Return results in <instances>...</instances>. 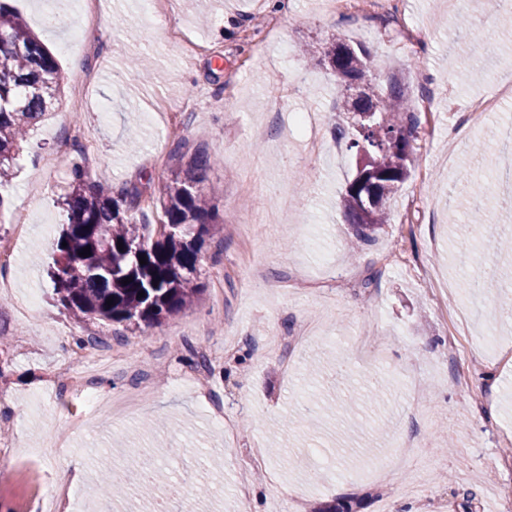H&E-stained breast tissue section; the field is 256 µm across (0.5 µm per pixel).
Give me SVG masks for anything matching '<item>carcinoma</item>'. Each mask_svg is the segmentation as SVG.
<instances>
[{"label":"carcinoma","mask_w":512,"mask_h":512,"mask_svg":"<svg viewBox=\"0 0 512 512\" xmlns=\"http://www.w3.org/2000/svg\"><path fill=\"white\" fill-rule=\"evenodd\" d=\"M308 52L327 63L340 83L359 87L357 97L337 103L333 120L340 138L357 130L347 145L356 151V172L342 193L340 208L360 246L388 223L390 201L409 177L415 106L400 80L380 88L363 45L336 37ZM61 83L55 57L19 15L0 5V184L9 180L20 143L29 127L45 116ZM364 114L371 119L358 130ZM173 156L176 162L168 177L157 182L146 173L143 180L114 192L88 182L83 152L77 150L63 194L68 222L57 241L59 258L52 271L65 315L151 328L203 291L201 251L223 224L203 187L206 171L218 158L203 149L188 156L179 145ZM145 197L158 211L157 228L147 223L141 206ZM87 246L90 256L79 255ZM126 278L132 282L124 285ZM108 299L113 305L106 304ZM383 387L380 377L364 378L353 386L350 398Z\"/></svg>","instance_id":"carcinoma-1"}]
</instances>
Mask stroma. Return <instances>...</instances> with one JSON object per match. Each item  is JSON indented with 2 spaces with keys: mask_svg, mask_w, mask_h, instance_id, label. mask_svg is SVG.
Masks as SVG:
<instances>
[{
  "mask_svg": "<svg viewBox=\"0 0 512 512\" xmlns=\"http://www.w3.org/2000/svg\"><path fill=\"white\" fill-rule=\"evenodd\" d=\"M9 6L64 83L0 187V239L15 244L0 266V472L12 475L0 481V512H41L43 485L76 459L86 480L59 499L88 512L100 470L126 479L128 448L150 450L169 512H464L468 490L471 512H494L495 490L512 487V321L494 315L507 287L496 272L512 265L496 252L512 237V195L491 188V221L465 269L470 215L458 192L497 170L500 129L512 121L499 81L512 73V10L502 0L462 6L495 35L481 63L448 22L457 0H405L419 35L411 51L382 11L336 14L329 0H170L166 24L152 28L142 0H68L66 29L38 22L39 0ZM85 27L99 31L97 46L64 52ZM336 36L363 44L378 82L401 79L419 107L390 222L354 256L338 202L356 158L331 134L345 88L297 53ZM486 99L495 109L473 120L466 106ZM300 112L315 119L303 135L291 128ZM72 130L90 181L115 189L145 172L167 177L179 145L219 159L205 186L224 231L202 250L205 290L156 327L75 324L57 302L49 268L70 162L55 148ZM251 211L262 223H245ZM489 325L487 346L478 336ZM86 336L99 361L63 380ZM387 371L383 396L339 407L338 386ZM87 390L119 414L87 409Z\"/></svg>",
  "mask_w": 512,
  "mask_h": 512,
  "instance_id": "1",
  "label": "stroma"
}]
</instances>
